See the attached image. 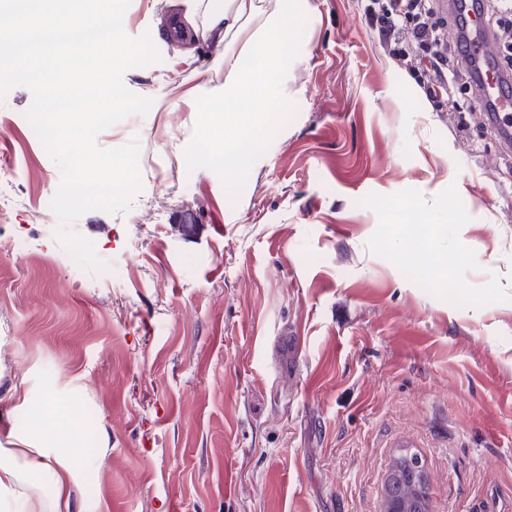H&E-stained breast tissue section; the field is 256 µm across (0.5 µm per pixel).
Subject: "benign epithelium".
I'll list each match as a JSON object with an SVG mask.
<instances>
[{"instance_id":"obj_1","label":"benign epithelium","mask_w":512,"mask_h":512,"mask_svg":"<svg viewBox=\"0 0 512 512\" xmlns=\"http://www.w3.org/2000/svg\"><path fill=\"white\" fill-rule=\"evenodd\" d=\"M428 479L414 453H402L390 466L386 481V512H426Z\"/></svg>"}]
</instances>
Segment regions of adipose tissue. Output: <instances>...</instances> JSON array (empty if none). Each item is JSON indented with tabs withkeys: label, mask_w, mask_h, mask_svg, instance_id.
Instances as JSON below:
<instances>
[{
	"label": "adipose tissue",
	"mask_w": 512,
	"mask_h": 512,
	"mask_svg": "<svg viewBox=\"0 0 512 512\" xmlns=\"http://www.w3.org/2000/svg\"><path fill=\"white\" fill-rule=\"evenodd\" d=\"M307 20L305 0H224L222 8L211 11L210 31L232 43L215 60L224 69L225 115L243 114L245 102L259 107L275 98L268 75L293 64V57L281 48ZM256 141V136L240 130L212 153L199 154L197 160L203 166L217 160L225 175L232 176L248 164ZM79 463L66 442L58 439H42L24 448H0V512H69V483ZM25 465L49 476L55 487L52 503H44L25 489L21 475Z\"/></svg>",
	"instance_id": "1"
}]
</instances>
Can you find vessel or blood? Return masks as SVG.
I'll list each match as a JSON object with an SVG mask.
<instances>
[{
    "instance_id": "b4317fda",
    "label": "vessel or blood",
    "mask_w": 512,
    "mask_h": 512,
    "mask_svg": "<svg viewBox=\"0 0 512 512\" xmlns=\"http://www.w3.org/2000/svg\"><path fill=\"white\" fill-rule=\"evenodd\" d=\"M451 10L464 20L467 57L475 67L474 87L479 100L478 118L488 122L500 141L512 146V77L496 65L499 47L479 18L473 0H449Z\"/></svg>"
}]
</instances>
